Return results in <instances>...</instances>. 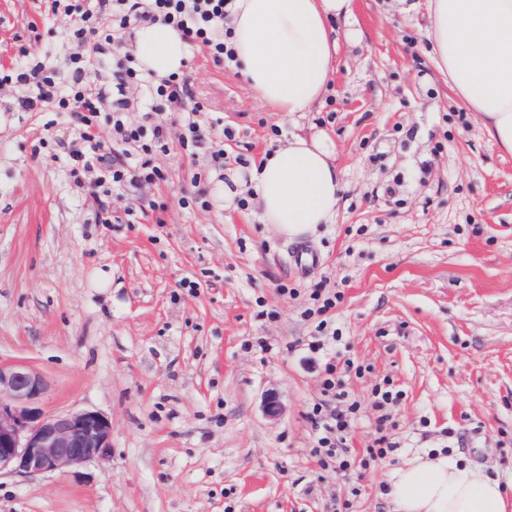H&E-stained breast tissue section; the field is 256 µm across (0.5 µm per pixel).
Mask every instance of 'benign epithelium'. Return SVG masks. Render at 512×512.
<instances>
[{"instance_id": "1", "label": "benign epithelium", "mask_w": 512, "mask_h": 512, "mask_svg": "<svg viewBox=\"0 0 512 512\" xmlns=\"http://www.w3.org/2000/svg\"><path fill=\"white\" fill-rule=\"evenodd\" d=\"M43 376L0 362V475L66 473L112 454V421L96 410L49 413Z\"/></svg>"}]
</instances>
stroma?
Wrapping results in <instances>:
<instances>
[{
    "mask_svg": "<svg viewBox=\"0 0 512 512\" xmlns=\"http://www.w3.org/2000/svg\"><path fill=\"white\" fill-rule=\"evenodd\" d=\"M353 0L320 106L288 120L237 66L190 51L198 101L224 118V166L301 133L327 135L343 185L333 223L297 242L253 207L181 208L206 151L160 156L163 223H98L59 155L72 137L30 90L0 86V361L48 383L50 412L112 420V456L69 473L0 477V512H391L393 472L415 453L455 451L512 482V154L461 107L437 66L427 0ZM43 0H0V66L41 63L59 86L81 52ZM281 136H273L272 127ZM318 266L300 274L297 246ZM109 285H101V276ZM341 300L335 336L310 351L312 289ZM362 365L344 386L360 405L346 442L368 468L324 467L307 414L327 403L325 359ZM400 391L385 413L372 390ZM276 390L280 419L262 411Z\"/></svg>",
    "mask_w": 512,
    "mask_h": 512,
    "instance_id": "obj_1",
    "label": "stroma"
}]
</instances>
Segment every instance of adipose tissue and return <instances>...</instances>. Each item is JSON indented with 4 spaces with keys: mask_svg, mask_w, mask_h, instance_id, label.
<instances>
[{
    "mask_svg": "<svg viewBox=\"0 0 512 512\" xmlns=\"http://www.w3.org/2000/svg\"><path fill=\"white\" fill-rule=\"evenodd\" d=\"M428 11L433 49L453 93L512 154V0H428ZM352 13V0H233L226 28L257 97L292 116L322 102L337 65L334 23ZM134 48L140 68L160 77L182 72L188 59L180 33L160 21L135 29ZM243 190L262 223L280 235L313 234L332 223L341 198L331 142L293 135L252 164L247 178L229 174L224 203H235ZM387 496L393 512H512L506 484L440 449L399 468Z\"/></svg>",
    "mask_w": 512,
    "mask_h": 512,
    "instance_id": "adipose-tissue-1",
    "label": "adipose tissue"
}]
</instances>
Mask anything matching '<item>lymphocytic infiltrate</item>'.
<instances>
[{"label":"lymphocytic infiltrate","instance_id":"f902f5d3","mask_svg":"<svg viewBox=\"0 0 512 512\" xmlns=\"http://www.w3.org/2000/svg\"><path fill=\"white\" fill-rule=\"evenodd\" d=\"M47 2L51 14L62 12L68 16L72 39L85 49L84 54L70 59V85L66 91H59L54 73L39 64L0 75V85L14 82L33 86L37 94L22 101L25 110L34 111L51 103L58 111L69 114L79 145L69 151L66 164L74 180L94 174L92 196L97 200L100 223H111L118 210L133 217L151 212L159 215L167 209L165 203L142 197L141 191L170 179L168 169L157 161L159 155L169 151V128L163 122L148 127L130 120L131 104L124 96L127 85L146 86L156 105L189 102L190 107L180 120V151L192 157L200 150H209L213 169L223 170L224 123L197 101L191 73L149 78L134 67L132 56L116 59L115 90L119 99L107 114L101 110L106 90L98 84L95 74L103 43L119 39L131 24L158 20L172 25L189 45L204 47L215 66L231 64L235 55L224 41L230 0H90L84 8L73 7L66 0ZM353 367V361L348 359L326 363L324 391L333 395L338 405L333 409L321 404L313 406L309 415L317 452L343 471L357 463L344 443L359 404L349 400L340 379Z\"/></svg>","mask_w":512,"mask_h":512}]
</instances>
